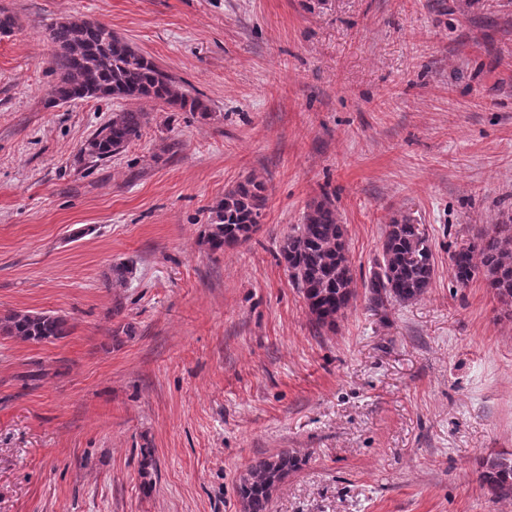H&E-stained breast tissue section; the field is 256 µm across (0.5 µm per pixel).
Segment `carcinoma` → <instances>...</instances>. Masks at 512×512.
<instances>
[{
    "label": "carcinoma",
    "mask_w": 512,
    "mask_h": 512,
    "mask_svg": "<svg viewBox=\"0 0 512 512\" xmlns=\"http://www.w3.org/2000/svg\"><path fill=\"white\" fill-rule=\"evenodd\" d=\"M48 38L56 47L52 64L60 73L47 92L49 108L90 98H121L152 99L190 112L206 111L200 99L188 96L151 57L133 49L104 24L69 19L51 25ZM146 119L140 110L114 112L111 120L81 144L79 152L88 153L95 165L138 138ZM264 192L263 183L247 178L224 193V200L212 209V249L251 238L260 222ZM279 253L317 330L336 326L360 286L370 305L382 307L388 300H417L435 275V257L425 234L408 219L394 217L385 226L380 258L362 285H357L348 256L347 229L327 196L308 206L302 223L284 238ZM450 261L458 287H467L481 275L512 314V211L500 213L490 232L454 252ZM67 332V320L58 315L15 311L0 318V334L22 341L61 338ZM298 465L299 459L286 450L254 459L238 485L245 512H268L273 492ZM481 481L492 496L511 498L512 456L487 459Z\"/></svg>",
    "instance_id": "obj_1"
}]
</instances>
